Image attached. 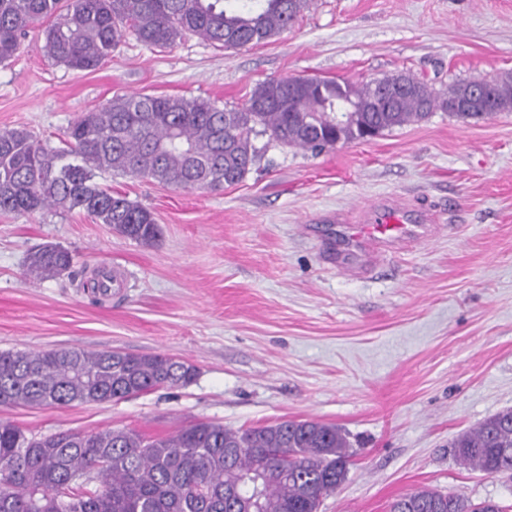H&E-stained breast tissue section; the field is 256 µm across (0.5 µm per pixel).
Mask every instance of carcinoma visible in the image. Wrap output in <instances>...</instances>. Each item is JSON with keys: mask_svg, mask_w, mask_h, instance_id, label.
Here are the masks:
<instances>
[{"mask_svg": "<svg viewBox=\"0 0 512 512\" xmlns=\"http://www.w3.org/2000/svg\"><path fill=\"white\" fill-rule=\"evenodd\" d=\"M311 0H0V62L12 58L27 28L43 29L45 54L70 69L92 71L130 33L168 48L190 34L226 49L267 42L294 23ZM355 85L298 77L256 85L246 106L224 110L204 99L133 94L84 113L69 129L70 149L49 152L25 130H0V213L83 212L118 234L152 244L154 214L97 182L118 172L188 188L217 190L241 182L260 160L253 139L322 151L360 142L449 111L462 84L440 91L410 72ZM352 100L361 112L344 125L336 113L312 112L318 98ZM72 266L52 243L32 249L26 273L62 276ZM196 369L161 354L63 348L0 352V406L62 408L114 402L191 383ZM458 463L488 475H512V410L451 443ZM346 438L333 425L283 420L245 430L191 422L167 436L127 428L26 435L0 420V512H318L347 476ZM260 472V501L237 487ZM389 512H503L491 501L420 489Z\"/></svg>", "mask_w": 512, "mask_h": 512, "instance_id": "obj_1", "label": "carcinoma"}]
</instances>
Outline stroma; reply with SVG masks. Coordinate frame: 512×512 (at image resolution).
<instances>
[{"instance_id":"obj_1","label":"stroma","mask_w":512,"mask_h":512,"mask_svg":"<svg viewBox=\"0 0 512 512\" xmlns=\"http://www.w3.org/2000/svg\"><path fill=\"white\" fill-rule=\"evenodd\" d=\"M41 25L0 64V130L67 146L83 113L134 93L237 109L261 81L363 84L408 71L436 89L512 72V0H312L280 36L224 49L127 37L96 70L45 56ZM99 183L150 209L145 245L84 213L0 214V351L78 347L162 354L195 380L118 402L0 407L34 434L108 427L170 434L286 419L336 426L351 464L319 512H388L421 488L512 506V482L459 465L461 432L512 409V112H445L314 153L269 145L238 184L190 191L116 172ZM430 211L437 235L362 277L322 256L326 213L359 224L387 199ZM69 250L57 278L25 273L33 247ZM119 286L97 299L94 270Z\"/></svg>"}]
</instances>
